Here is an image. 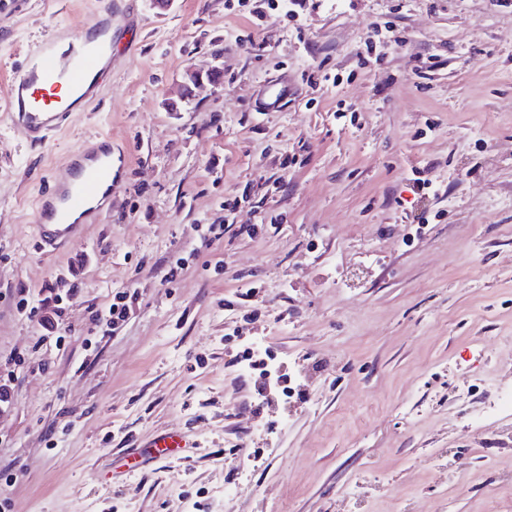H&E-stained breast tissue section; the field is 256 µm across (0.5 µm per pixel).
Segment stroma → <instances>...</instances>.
Wrapping results in <instances>:
<instances>
[{
	"label": "stroma",
	"instance_id": "1",
	"mask_svg": "<svg viewBox=\"0 0 512 512\" xmlns=\"http://www.w3.org/2000/svg\"><path fill=\"white\" fill-rule=\"evenodd\" d=\"M98 2L0 0V500L512 512V411L496 408L512 392V0H133V47L30 145L9 77L89 30ZM215 68L220 84L181 98L187 71ZM271 80L284 111L257 109ZM98 134L126 155L121 190L69 247L38 249V196ZM22 289L35 307L65 296V341L17 312ZM123 290L134 312L103 331ZM260 340L305 400L255 409L236 361ZM167 432L192 447L127 468Z\"/></svg>",
	"mask_w": 512,
	"mask_h": 512
}]
</instances>
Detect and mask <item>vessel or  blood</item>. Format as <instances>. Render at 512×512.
<instances>
[{
  "label": "vessel or blood",
  "mask_w": 512,
  "mask_h": 512,
  "mask_svg": "<svg viewBox=\"0 0 512 512\" xmlns=\"http://www.w3.org/2000/svg\"><path fill=\"white\" fill-rule=\"evenodd\" d=\"M121 10L125 28L134 30L138 20L130 9H119L116 0H104L96 27L78 44L61 47L50 39L40 44L25 67L16 70L9 90V112L14 125L31 143L48 140L69 123L77 101L95 98L102 78L112 65L116 31L114 10ZM109 139L99 148L71 155L63 175L51 178L39 197L35 222L36 244L55 250L68 246L78 231L110 210L112 194L122 185V163L109 151ZM190 442L182 434H163L129 455L127 465L139 468L149 462L177 456Z\"/></svg>",
  "instance_id": "obj_1"
}]
</instances>
